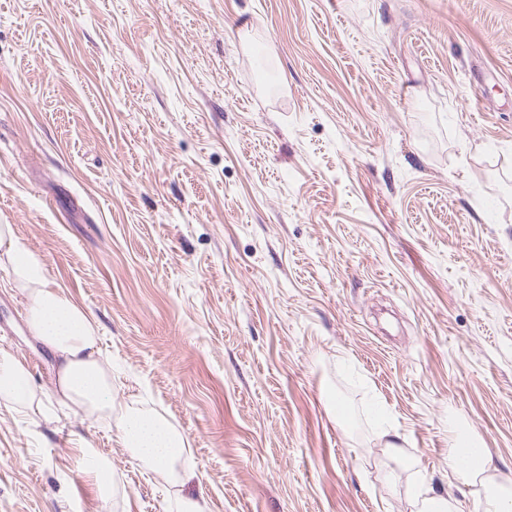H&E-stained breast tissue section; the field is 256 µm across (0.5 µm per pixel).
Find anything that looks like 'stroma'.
I'll use <instances>...</instances> for the list:
<instances>
[{"label":"stroma","instance_id":"35a3bbf8","mask_svg":"<svg viewBox=\"0 0 512 512\" xmlns=\"http://www.w3.org/2000/svg\"><path fill=\"white\" fill-rule=\"evenodd\" d=\"M0 224L195 472L0 404V512H409L380 403L463 512L449 418L512 478V0H0ZM6 278L0 348L50 392ZM80 466L84 473L92 479L100 498L104 501L112 500L116 494L112 460L103 454L99 448L85 445L79 448Z\"/></svg>","mask_w":512,"mask_h":512}]
</instances>
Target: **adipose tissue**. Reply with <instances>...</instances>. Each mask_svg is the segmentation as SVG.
<instances>
[{"label": "adipose tissue", "instance_id": "ef3b65f1", "mask_svg": "<svg viewBox=\"0 0 512 512\" xmlns=\"http://www.w3.org/2000/svg\"><path fill=\"white\" fill-rule=\"evenodd\" d=\"M0 268L25 299L30 331L58 361L54 398L95 419L116 420L121 446L147 468L177 484L191 476L184 461L188 441L166 417L134 405L114 413L112 375L98 348L97 323L63 289L50 286L45 257L30 248L11 224H0ZM43 398L24 364L0 349V404L34 410ZM375 421L386 455L399 470L416 477L408 499L410 512H460L459 501L436 493L419 476L416 461L392 436L384 410H377ZM448 443L449 479L469 488L482 486V512H512V487L501 481L488 449H481L477 459H469L464 452L469 439L455 424L448 429ZM80 465L100 498L111 500L116 493L111 458L86 445L80 450Z\"/></svg>", "mask_w": 512, "mask_h": 512}]
</instances>
